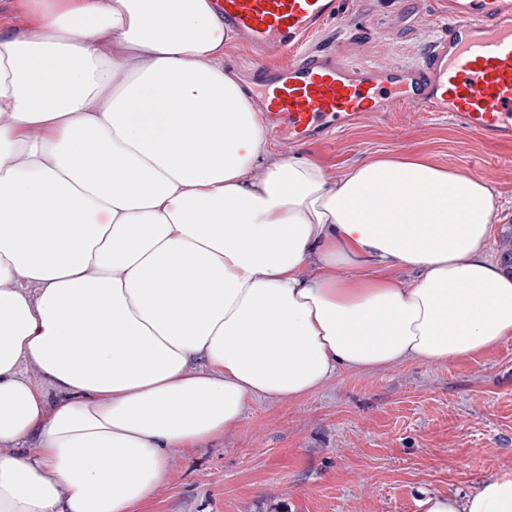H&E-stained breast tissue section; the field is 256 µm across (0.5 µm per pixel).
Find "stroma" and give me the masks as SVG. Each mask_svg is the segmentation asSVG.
<instances>
[{"label": "stroma", "instance_id": "1", "mask_svg": "<svg viewBox=\"0 0 512 512\" xmlns=\"http://www.w3.org/2000/svg\"><path fill=\"white\" fill-rule=\"evenodd\" d=\"M441 0H344L308 41L353 64L414 63L443 32ZM341 177L413 155L480 178L500 210L488 254L512 226V144H493L413 102L326 141L282 148ZM512 469V338L445 364L343 371L294 399H248L239 426L166 451L164 482L132 512H419L427 493L472 491Z\"/></svg>", "mask_w": 512, "mask_h": 512}]
</instances>
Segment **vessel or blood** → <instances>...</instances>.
Here are the masks:
<instances>
[{"mask_svg":"<svg viewBox=\"0 0 512 512\" xmlns=\"http://www.w3.org/2000/svg\"><path fill=\"white\" fill-rule=\"evenodd\" d=\"M447 31L421 62L382 68L347 63L339 52H304L306 39L336 18L340 0H213L225 26L252 51H298L288 71L248 75L266 126L306 143L417 101L461 129L512 143V0H444Z\"/></svg>","mask_w":512,"mask_h":512,"instance_id":"obj_1","label":"vessel or blood"}]
</instances>
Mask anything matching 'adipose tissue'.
I'll use <instances>...</instances> for the list:
<instances>
[{
	"mask_svg": "<svg viewBox=\"0 0 512 512\" xmlns=\"http://www.w3.org/2000/svg\"><path fill=\"white\" fill-rule=\"evenodd\" d=\"M27 6L25 35L0 31V440L39 444L0 457V512H130L167 449L238 426L249 398L512 337L487 182L264 158L210 0ZM400 264L413 280L387 277ZM30 358L66 395L53 413ZM418 506L512 512V470Z\"/></svg>",
	"mask_w": 512,
	"mask_h": 512,
	"instance_id": "1",
	"label": "adipose tissue"
}]
</instances>
